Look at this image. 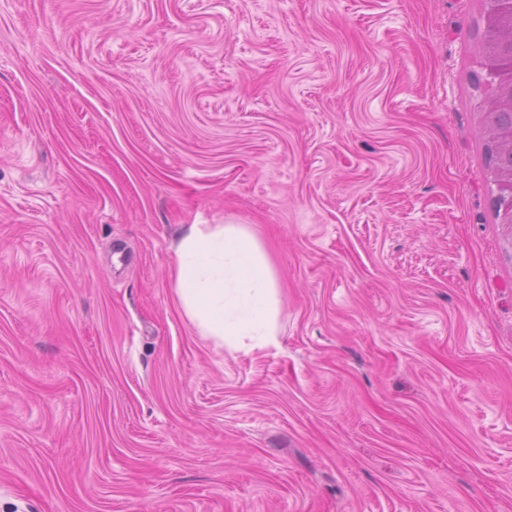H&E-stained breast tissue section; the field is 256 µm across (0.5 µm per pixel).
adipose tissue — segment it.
Wrapping results in <instances>:
<instances>
[{
  "label": "adipose tissue",
  "instance_id": "ef3b65f1",
  "mask_svg": "<svg viewBox=\"0 0 512 512\" xmlns=\"http://www.w3.org/2000/svg\"><path fill=\"white\" fill-rule=\"evenodd\" d=\"M170 282L183 316L199 336L246 354L277 344L280 275L250 225H187L176 244Z\"/></svg>",
  "mask_w": 512,
  "mask_h": 512
}]
</instances>
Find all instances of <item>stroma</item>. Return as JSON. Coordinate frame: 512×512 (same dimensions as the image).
I'll use <instances>...</instances> for the list:
<instances>
[{
  "mask_svg": "<svg viewBox=\"0 0 512 512\" xmlns=\"http://www.w3.org/2000/svg\"><path fill=\"white\" fill-rule=\"evenodd\" d=\"M481 0H0V512H512ZM248 224L279 344L197 336ZM170 282L198 336L245 354L278 342L280 275L248 224H189L175 248Z\"/></svg>",
  "mask_w": 512,
  "mask_h": 512,
  "instance_id": "35a3bbf8",
  "label": "stroma"
}]
</instances>
